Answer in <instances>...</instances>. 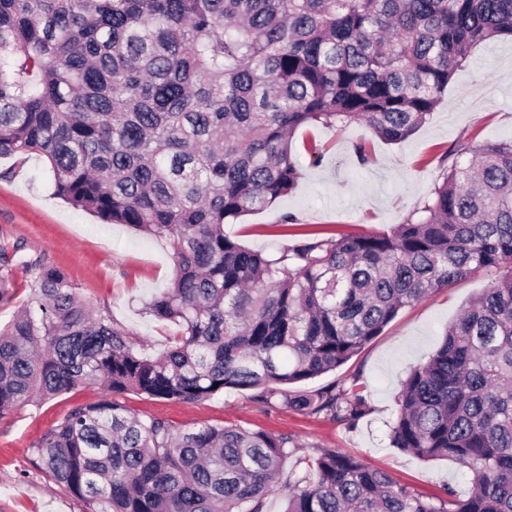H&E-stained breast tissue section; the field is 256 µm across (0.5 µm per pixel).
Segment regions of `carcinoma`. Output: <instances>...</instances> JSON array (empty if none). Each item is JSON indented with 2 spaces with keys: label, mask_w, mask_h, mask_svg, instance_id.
<instances>
[{
  "label": "carcinoma",
  "mask_w": 512,
  "mask_h": 512,
  "mask_svg": "<svg viewBox=\"0 0 512 512\" xmlns=\"http://www.w3.org/2000/svg\"><path fill=\"white\" fill-rule=\"evenodd\" d=\"M512 38V0H0V157L44 160L54 194L165 238L174 276L146 310L179 327L136 350L66 272L0 250V417L98 384L34 444L90 512H265L296 445L234 426L176 429L115 395L195 403L226 389L355 425L358 390L294 384L335 370L399 312L482 270L491 288L448 325L397 396L395 447L473 474L424 496L321 448L289 473L283 512H512V141L462 138L431 201L394 231L305 238L274 256L224 225L300 176L307 125L411 136L477 44Z\"/></svg>",
  "instance_id": "1"
}]
</instances>
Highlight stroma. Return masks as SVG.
<instances>
[{"mask_svg":"<svg viewBox=\"0 0 512 512\" xmlns=\"http://www.w3.org/2000/svg\"><path fill=\"white\" fill-rule=\"evenodd\" d=\"M477 143L512 140V40L478 45L460 68L428 121L397 143L377 139L361 123L343 128L316 126L294 137L301 162L292 193L273 205L224 227L226 235L252 250L277 253L289 239L275 226L285 215L297 221L302 236L338 238L390 231L431 197L441 155L462 137ZM314 139L322 151L312 163L303 149ZM370 146L361 162L356 143ZM21 244L28 259L62 268L80 294L107 310L145 356L164 351L175 325L146 311L153 296L173 276L172 249L166 239L142 235L122 224H107L73 208L53 193L42 160L0 158V246ZM481 271L403 309L356 356L336 370L304 382L312 391L332 383L358 384L369 411L355 427L323 414L301 413L253 402L248 392L227 390L187 404L123 395L124 405L142 418H161L174 427L234 425L291 435L296 456L333 448L358 457L393 480L432 496L451 487L467 498L473 475L446 460H423L395 448L397 393L408 371L425 362L440 345L446 327L469 301L495 279ZM99 386L88 385L43 403L0 417V512H88L85 503L55 486L35 467L32 446L77 404L100 399Z\"/></svg>","mask_w":512,"mask_h":512,"instance_id":"35a3bbf8","label":"stroma"}]
</instances>
